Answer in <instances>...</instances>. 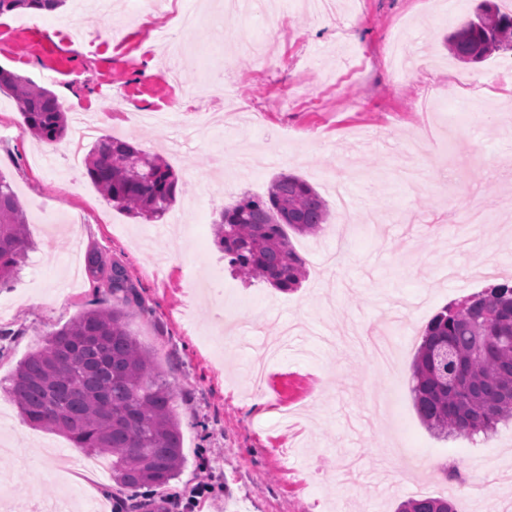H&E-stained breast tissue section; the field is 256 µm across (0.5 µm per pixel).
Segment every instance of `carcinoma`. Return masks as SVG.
I'll return each instance as SVG.
<instances>
[{"instance_id": "carcinoma-1", "label": "carcinoma", "mask_w": 512, "mask_h": 512, "mask_svg": "<svg viewBox=\"0 0 512 512\" xmlns=\"http://www.w3.org/2000/svg\"><path fill=\"white\" fill-rule=\"evenodd\" d=\"M65 0H0V15L48 10ZM512 51V13L483 0L476 26L448 37V52L478 63ZM0 92L18 102L26 129L53 143L69 130L57 97L28 78L0 68ZM87 175L112 206L146 220L171 209L179 177L166 160L118 137L99 139L84 159ZM328 221L324 198L308 182L281 173L265 196L243 195L215 221V242L237 274L289 292L306 277V266L289 233L312 235ZM30 245L26 215L10 182L0 177V287L18 273ZM85 269L102 279L98 252ZM106 286L116 303L97 305L49 334L17 366L6 387L25 420L64 433L74 447L111 457L112 480L137 493L178 479L185 460L175 411L176 391L151 352L126 329L133 312L150 309L127 270L112 263ZM413 404L420 421L446 438L492 435L512 421V283L495 285L427 324L412 364ZM399 512H456L442 497L411 498Z\"/></svg>"}]
</instances>
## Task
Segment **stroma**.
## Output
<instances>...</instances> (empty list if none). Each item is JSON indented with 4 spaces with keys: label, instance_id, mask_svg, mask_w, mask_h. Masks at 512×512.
<instances>
[{
    "label": "stroma",
    "instance_id": "1",
    "mask_svg": "<svg viewBox=\"0 0 512 512\" xmlns=\"http://www.w3.org/2000/svg\"><path fill=\"white\" fill-rule=\"evenodd\" d=\"M480 2L461 0L448 21L442 0H338L328 15L278 0L285 32L255 11L230 51L209 18L225 0H173L167 19L144 0L0 15L1 67L52 91L68 117L99 113L98 136L164 154L182 186L161 232L142 238L147 220L112 207L85 171L67 172L61 143L33 138L16 100L0 93V175L27 212L33 244L18 277L0 287V384L48 333L111 304L92 277L70 280L79 244L124 265L152 309L126 325L177 392L186 465L166 494L186 491L204 457L220 491L199 512H396L422 481L458 512H484L485 473L512 463V425L489 438H442L421 423L411 394L429 320L512 279V222L498 209L512 194V98L473 113L448 94L449 81L488 68L453 59L445 45ZM186 13L202 24L182 26ZM401 28L413 62L406 75L382 57ZM205 78L236 105L264 102L267 111L246 125L228 114L209 126L224 102L198 93ZM283 91L288 102L276 105ZM414 140L445 160L424 187L393 174ZM242 148L272 160L224 184L217 165ZM282 172L306 180L329 208L318 234L292 238L307 275L291 292L239 277L212 230L224 206L265 195ZM475 204L485 223H465ZM391 315L401 342L395 378L369 350L324 341L347 328L384 329ZM0 407L10 417L0 484L47 504L67 499L74 512H111V479H74L46 455L73 453L64 435L29 425L1 387ZM455 464L469 480L444 478L442 467Z\"/></svg>",
    "mask_w": 512,
    "mask_h": 512
}]
</instances>
